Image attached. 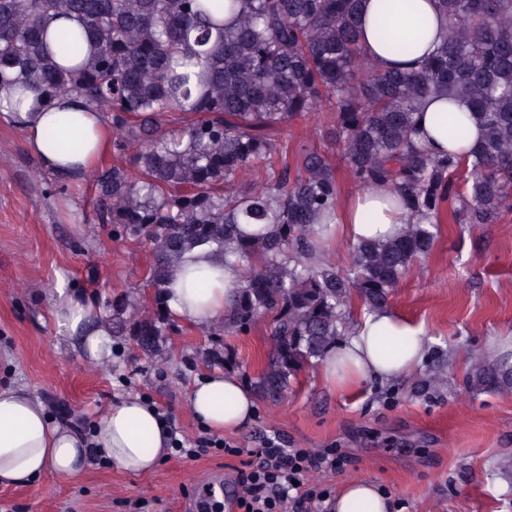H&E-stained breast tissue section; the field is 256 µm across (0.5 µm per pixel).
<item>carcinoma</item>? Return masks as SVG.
I'll use <instances>...</instances> for the list:
<instances>
[{
    "instance_id": "carcinoma-1",
    "label": "carcinoma",
    "mask_w": 512,
    "mask_h": 512,
    "mask_svg": "<svg viewBox=\"0 0 512 512\" xmlns=\"http://www.w3.org/2000/svg\"><path fill=\"white\" fill-rule=\"evenodd\" d=\"M361 0H0V85L32 86L43 101L75 95L104 112L113 160L91 171L97 211L119 236L153 249L154 307L112 298V327L159 357L171 322L165 290L184 255L209 246L242 267L234 302L214 330L271 317V350L255 381L280 398L343 336L359 300L387 306L409 266L432 249L443 216L491 224L512 214V0H439L448 32L416 71L383 69L361 42ZM71 15L54 47L45 24ZM87 62L65 67L82 41ZM431 94L465 98L479 142L434 157L415 140ZM336 116L333 134L363 188L390 186L409 211L403 232L349 243L341 271L336 167L277 132L307 113ZM260 180L243 188L239 179ZM512 388V363L471 355L469 389Z\"/></svg>"
}]
</instances>
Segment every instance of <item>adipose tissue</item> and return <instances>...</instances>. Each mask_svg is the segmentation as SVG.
I'll return each instance as SVG.
<instances>
[{
  "instance_id": "ef3b65f1",
  "label": "adipose tissue",
  "mask_w": 512,
  "mask_h": 512,
  "mask_svg": "<svg viewBox=\"0 0 512 512\" xmlns=\"http://www.w3.org/2000/svg\"><path fill=\"white\" fill-rule=\"evenodd\" d=\"M390 0H362L360 20L366 51L385 69H412L444 38L445 15L436 0H410L411 11H391ZM411 28L413 45L401 52L391 48L386 33ZM67 114L73 131L83 139L79 152L61 150L46 133L60 114ZM0 116L23 127L27 146L50 172L78 179L86 175L109 148V119L88 111L75 96L43 105L30 87L0 86ZM417 122L431 155L438 156L479 141L481 127L469 102H450L430 95L421 104ZM406 211L396 195L378 186L356 195L336 221L352 239L384 240L397 235ZM241 271L225 266L209 247L187 253L166 290L170 310L181 321L204 325L221 318L233 297L228 282ZM52 316L63 336L75 339L90 358L112 354V333L96 303L84 294L57 288ZM426 337L396 311L380 308L365 316L360 327L324 361V376L332 384L349 388L365 377H398L414 371L422 362ZM189 405L208 429L223 431L248 426L256 411L253 392L236 376L214 373L193 387ZM168 431L154 409L138 398L116 403L84 433L53 423L44 404L30 394L0 387V485L25 486L45 473L63 477L82 473L100 460L128 474L152 471L167 450ZM387 498L372 483L347 485L335 501V512H389Z\"/></svg>"
}]
</instances>
